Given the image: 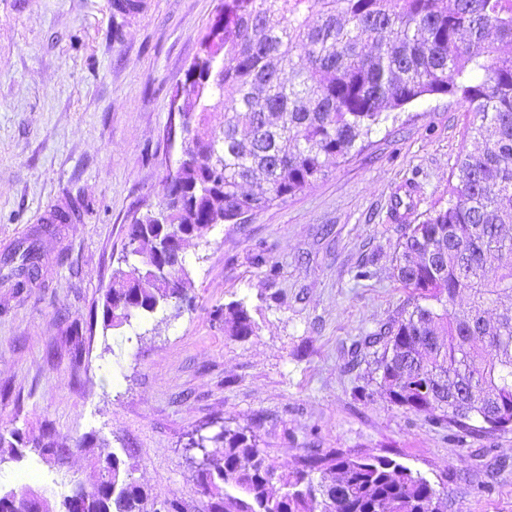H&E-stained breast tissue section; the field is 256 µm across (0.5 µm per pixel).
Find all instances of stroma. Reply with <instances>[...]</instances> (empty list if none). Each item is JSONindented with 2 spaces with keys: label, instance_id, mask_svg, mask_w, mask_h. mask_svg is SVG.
<instances>
[{
  "label": "stroma",
  "instance_id": "35a3bbf8",
  "mask_svg": "<svg viewBox=\"0 0 512 512\" xmlns=\"http://www.w3.org/2000/svg\"><path fill=\"white\" fill-rule=\"evenodd\" d=\"M141 3L117 16L110 0H0V256L27 238L43 255L31 288L0 284V429L74 449L61 467L31 447L1 460L0 491L29 487L60 506L95 482L97 449L133 465L149 501L208 512L187 437L249 425L284 469L310 448L383 454L444 484L445 512H512V430L453 435L392 406L371 364H349L352 343L407 295L391 276L396 194L414 186L420 221L447 205L457 157L476 147L460 97L391 112L324 180L247 223L213 225L183 248L182 308L105 327L127 226L157 209L181 156L173 96L218 6ZM64 202L78 217L45 224ZM233 302L250 336L213 321ZM84 440L92 451L76 450Z\"/></svg>",
  "mask_w": 512,
  "mask_h": 512
}]
</instances>
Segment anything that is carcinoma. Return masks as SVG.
Segmentation results:
<instances>
[{
	"mask_svg": "<svg viewBox=\"0 0 512 512\" xmlns=\"http://www.w3.org/2000/svg\"><path fill=\"white\" fill-rule=\"evenodd\" d=\"M224 59L221 87L210 66L189 75L184 111L187 161L158 211L128 226L123 262L103 294L107 327L185 301L184 264L167 279L154 265L173 239L206 237L325 179L388 119L431 95L460 96L482 145L460 155L448 205L402 225L393 278L409 289L401 307L355 348L372 354L388 402L425 413L470 437L512 429V313L490 328V305L512 296V0H224V36L209 46ZM224 107V125L206 114ZM260 179L256 194L244 185ZM32 239L0 262V280L20 293L35 278ZM466 294L469 303L455 306ZM213 320L249 336L238 302ZM223 462L199 469L213 512H444L447 491L383 455L311 451L277 473L247 427L226 429ZM17 430L0 433V454L21 455ZM61 464L71 449L49 432L32 442ZM101 483L73 487L62 501L83 512H144L133 467L114 453L94 456ZM278 482L281 492L273 495ZM29 492L0 495L16 512Z\"/></svg>",
	"mask_w": 512,
	"mask_h": 512,
	"instance_id": "obj_1",
	"label": "carcinoma"
}]
</instances>
